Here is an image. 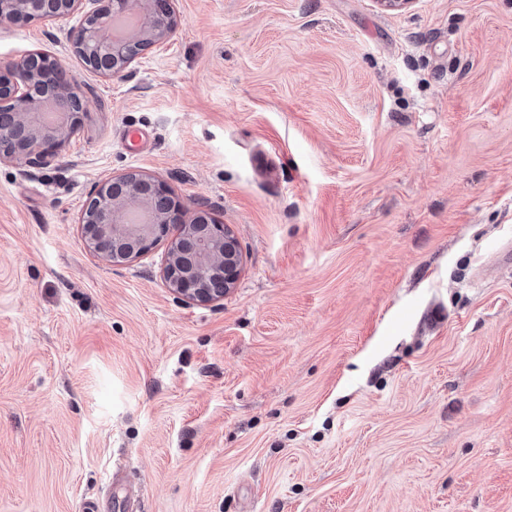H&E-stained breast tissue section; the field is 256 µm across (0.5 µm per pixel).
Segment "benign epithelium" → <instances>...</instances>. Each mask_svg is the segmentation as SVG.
Here are the masks:
<instances>
[{"mask_svg":"<svg viewBox=\"0 0 512 512\" xmlns=\"http://www.w3.org/2000/svg\"><path fill=\"white\" fill-rule=\"evenodd\" d=\"M84 0H0V25L52 21L81 10ZM96 24L73 32L74 49L92 53L91 69L109 79H124L141 53L165 41L178 24L171 0H107L93 12ZM59 59L34 51L0 65V105L20 107L0 113V163H47L76 133L85 111L82 91L60 85ZM97 212L83 213L86 247L105 261L122 265L147 253L165 228L178 235L164 258L168 287L200 303L221 299L237 282L241 256L232 232L208 212L191 210L167 186L136 173L98 184L90 199Z\"/></svg>","mask_w":512,"mask_h":512,"instance_id":"7a95c632","label":"benign epithelium"}]
</instances>
